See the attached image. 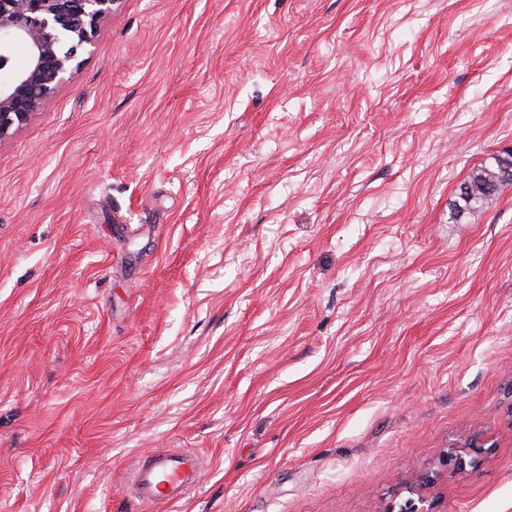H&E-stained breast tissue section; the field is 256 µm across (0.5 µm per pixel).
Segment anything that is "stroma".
<instances>
[{"label":"stroma","instance_id":"stroma-1","mask_svg":"<svg viewBox=\"0 0 512 512\" xmlns=\"http://www.w3.org/2000/svg\"><path fill=\"white\" fill-rule=\"evenodd\" d=\"M509 150L512 0H118L0 143V512H512ZM499 156L495 155L489 161L475 167L460 184L457 199L453 204L456 221L472 212L491 207L498 198L500 188L512 183V176L504 178L499 175L502 167L505 174L512 171V165L507 158H504L501 167ZM200 459L194 454L155 451L138 459L133 484L142 501L168 505L182 500L196 482Z\"/></svg>","mask_w":512,"mask_h":512}]
</instances>
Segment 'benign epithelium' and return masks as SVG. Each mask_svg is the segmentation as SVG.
Wrapping results in <instances>:
<instances>
[{
	"mask_svg": "<svg viewBox=\"0 0 512 512\" xmlns=\"http://www.w3.org/2000/svg\"><path fill=\"white\" fill-rule=\"evenodd\" d=\"M117 0H0V142L26 125L37 107L73 73L78 52L92 43L98 22ZM27 65H14V49Z\"/></svg>",
	"mask_w": 512,
	"mask_h": 512,
	"instance_id": "1",
	"label": "benign epithelium"
}]
</instances>
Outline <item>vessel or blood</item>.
Returning <instances> with one entry per match:
<instances>
[{"instance_id":"1","label":"vessel or blood","mask_w":512,"mask_h":512,"mask_svg":"<svg viewBox=\"0 0 512 512\" xmlns=\"http://www.w3.org/2000/svg\"><path fill=\"white\" fill-rule=\"evenodd\" d=\"M196 455L159 450L135 465L133 484L142 501L168 505L182 500L196 482Z\"/></svg>"}]
</instances>
